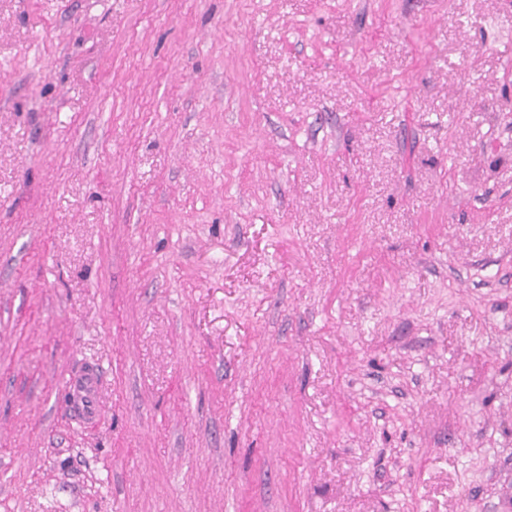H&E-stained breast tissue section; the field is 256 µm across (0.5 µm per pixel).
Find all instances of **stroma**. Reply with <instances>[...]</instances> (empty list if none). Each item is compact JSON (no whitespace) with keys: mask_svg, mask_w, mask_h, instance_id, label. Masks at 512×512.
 Wrapping results in <instances>:
<instances>
[{"mask_svg":"<svg viewBox=\"0 0 512 512\" xmlns=\"http://www.w3.org/2000/svg\"><path fill=\"white\" fill-rule=\"evenodd\" d=\"M0 512H512V0H0ZM102 387V370L95 362H87L81 371L69 380V403L80 422H95L100 418Z\"/></svg>","mask_w":512,"mask_h":512,"instance_id":"stroma-1","label":"stroma"}]
</instances>
